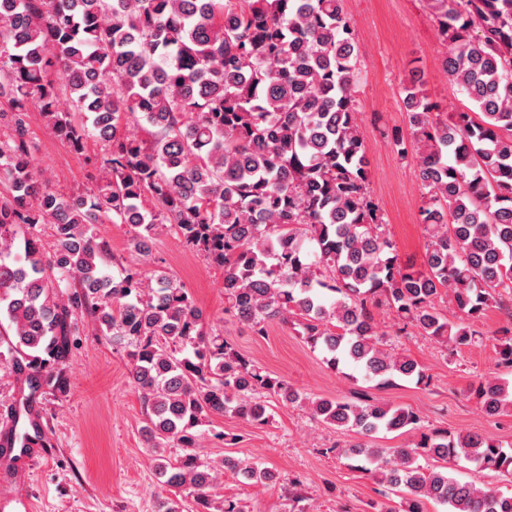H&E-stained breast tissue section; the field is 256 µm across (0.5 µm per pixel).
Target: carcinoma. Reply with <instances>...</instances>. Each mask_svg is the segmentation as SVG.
Here are the masks:
<instances>
[{"instance_id": "cac0c4a2", "label": "carcinoma", "mask_w": 512, "mask_h": 512, "mask_svg": "<svg viewBox=\"0 0 512 512\" xmlns=\"http://www.w3.org/2000/svg\"><path fill=\"white\" fill-rule=\"evenodd\" d=\"M446 46L442 68L475 112L433 117L423 84L404 85L410 143L428 237L422 267L399 260L368 191L369 159L355 88L359 47L344 0H0V315L13 327L9 364L26 371L16 438L46 435L32 404L62 390L75 314L130 348L164 487L212 510L217 469L198 462L206 420L269 421V399L305 404L368 441L345 454L404 494L403 512L433 501L447 512H512V496L462 481L419 458H464L512 475V452L487 436L422 432L410 446L369 441L410 433V407L372 399H309L215 332L183 284L155 285L134 266L106 270L105 217L134 248L174 232L224 271V313L255 335L291 322L329 367L350 365L381 385L429 379L385 348L372 309L386 305L453 348L477 341L485 311L512 289V0H430ZM74 150L103 144L92 187L54 190L31 165L28 112ZM140 128L145 136L130 132ZM51 230L50 247L39 233ZM448 295L467 320L437 303ZM470 392L489 415L512 410V383L481 377ZM221 468L273 481L267 468L226 457Z\"/></svg>"}]
</instances>
